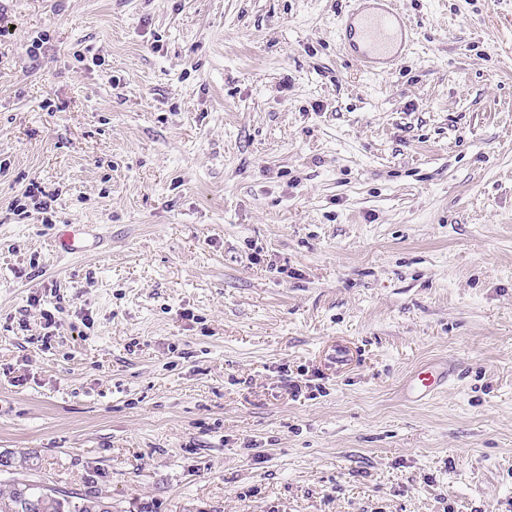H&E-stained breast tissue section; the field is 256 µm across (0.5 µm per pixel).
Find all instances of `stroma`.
Masks as SVG:
<instances>
[{
	"label": "stroma",
	"mask_w": 512,
	"mask_h": 512,
	"mask_svg": "<svg viewBox=\"0 0 512 512\" xmlns=\"http://www.w3.org/2000/svg\"><path fill=\"white\" fill-rule=\"evenodd\" d=\"M400 2L372 76L351 0H0V452L112 512H512V0ZM414 32L394 0H354L341 19L342 52L368 73L392 70L409 53ZM23 196L33 201V209L40 214H47L51 209V202L55 201L53 194L47 192L36 178L29 180ZM92 228V224H87L85 227L75 230H63L55 236L53 246L62 254L85 255L95 253L101 245V238ZM438 377L432 371H420L411 380L409 390L416 398H425L431 395L438 386Z\"/></svg>",
	"instance_id": "obj_1"
}]
</instances>
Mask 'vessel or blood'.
<instances>
[{
	"instance_id": "obj_1",
	"label": "vessel or blood",
	"mask_w": 512,
	"mask_h": 512,
	"mask_svg": "<svg viewBox=\"0 0 512 512\" xmlns=\"http://www.w3.org/2000/svg\"><path fill=\"white\" fill-rule=\"evenodd\" d=\"M414 32L397 0H354L342 18L339 45L342 52L368 73L392 70L409 53ZM101 238L92 227L59 232L54 248L63 254L96 252Z\"/></svg>"
}]
</instances>
